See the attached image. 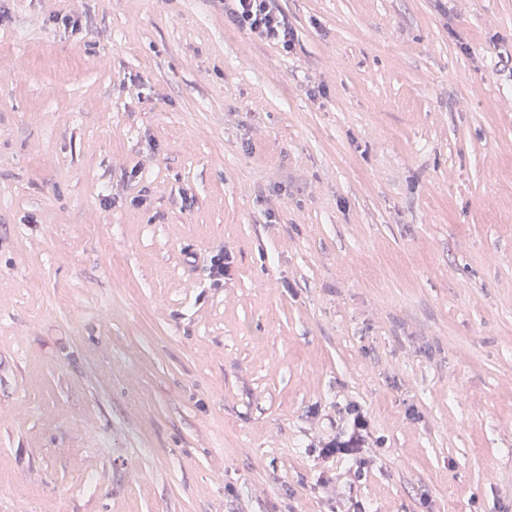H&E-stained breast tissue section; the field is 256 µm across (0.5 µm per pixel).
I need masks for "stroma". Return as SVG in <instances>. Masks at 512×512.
Here are the masks:
<instances>
[{"instance_id": "obj_1", "label": "stroma", "mask_w": 512, "mask_h": 512, "mask_svg": "<svg viewBox=\"0 0 512 512\" xmlns=\"http://www.w3.org/2000/svg\"><path fill=\"white\" fill-rule=\"evenodd\" d=\"M279 7L0 0V512H512V0ZM278 0H225L228 14L242 29L289 52L294 47L295 32L279 9ZM350 414L354 415L348 429L339 436L324 443L319 449V456L325 460H343L351 464L355 477L360 478L366 465L363 454L368 443V421L358 408H352ZM355 467V468H354Z\"/></svg>"}]
</instances>
